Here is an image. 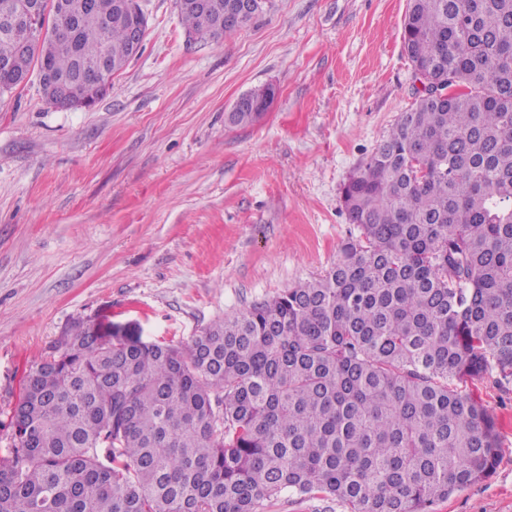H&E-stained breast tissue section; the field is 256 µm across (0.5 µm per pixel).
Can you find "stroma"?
<instances>
[{
    "mask_svg": "<svg viewBox=\"0 0 512 512\" xmlns=\"http://www.w3.org/2000/svg\"><path fill=\"white\" fill-rule=\"evenodd\" d=\"M143 47L89 109L38 76L0 95V457L29 370L77 319L185 345L323 274L353 227L342 187L417 97L408 0H272L221 41L142 0ZM276 96L254 124L228 114ZM501 450L434 512H512V383L475 382ZM275 88L266 86L242 95L240 103L229 112L228 121L237 126L251 125L269 108L275 98Z\"/></svg>",
    "mask_w": 512,
    "mask_h": 512,
    "instance_id": "obj_1",
    "label": "stroma"
}]
</instances>
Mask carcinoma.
<instances>
[{"instance_id":"1","label":"carcinoma","mask_w":512,"mask_h":512,"mask_svg":"<svg viewBox=\"0 0 512 512\" xmlns=\"http://www.w3.org/2000/svg\"><path fill=\"white\" fill-rule=\"evenodd\" d=\"M233 2L179 17L217 42L254 19L225 28ZM471 2L409 0L405 52L448 101L416 100L344 184L357 235L336 263L186 348L74 321L11 412L0 512H259L285 493L432 512L490 477L497 424L462 384L512 382V0ZM59 4L0 33V61L48 70L66 110L133 58L138 16Z\"/></svg>"}]
</instances>
